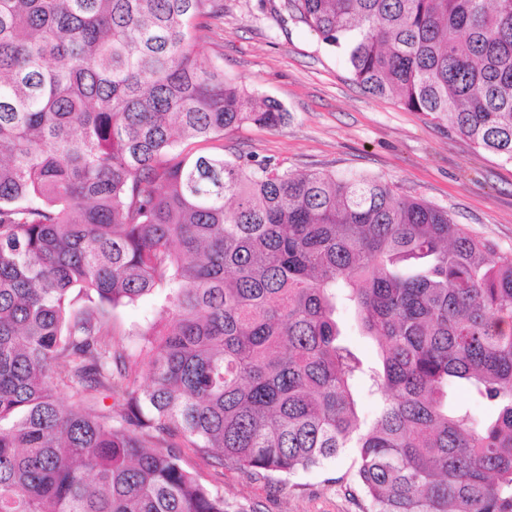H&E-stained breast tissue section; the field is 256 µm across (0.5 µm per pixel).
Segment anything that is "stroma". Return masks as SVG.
Segmentation results:
<instances>
[{"mask_svg": "<svg viewBox=\"0 0 512 512\" xmlns=\"http://www.w3.org/2000/svg\"><path fill=\"white\" fill-rule=\"evenodd\" d=\"M222 2L224 12L210 20L199 51L257 96L278 100L289 114L276 131L251 125L225 135V154L250 153L294 173L378 177L398 192L446 209L463 231L512 254V163L457 134L448 119L363 92L342 56L294 19L285 0ZM157 310L145 302L112 311L114 346H140ZM184 464L244 512L370 510L351 449L335 464L286 482L215 468L190 451Z\"/></svg>", "mask_w": 512, "mask_h": 512, "instance_id": "stroma-1", "label": "stroma"}]
</instances>
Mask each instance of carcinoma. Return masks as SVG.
Wrapping results in <instances>:
<instances>
[{"instance_id": "obj_1", "label": "carcinoma", "mask_w": 512, "mask_h": 512, "mask_svg": "<svg viewBox=\"0 0 512 512\" xmlns=\"http://www.w3.org/2000/svg\"><path fill=\"white\" fill-rule=\"evenodd\" d=\"M286 6L370 95L512 162V0ZM218 14L0 0V512H230L185 448L286 479L353 448L372 512H512V254L377 177L224 157L288 112L197 50ZM159 307L151 302L138 305L119 307L111 312L114 336L112 343L116 348L134 350L142 343L143 336L139 334L147 325L156 320ZM340 318L346 330V338L357 352L366 360L373 361L376 358V348L367 336L361 335V332L350 310H342Z\"/></svg>"}]
</instances>
